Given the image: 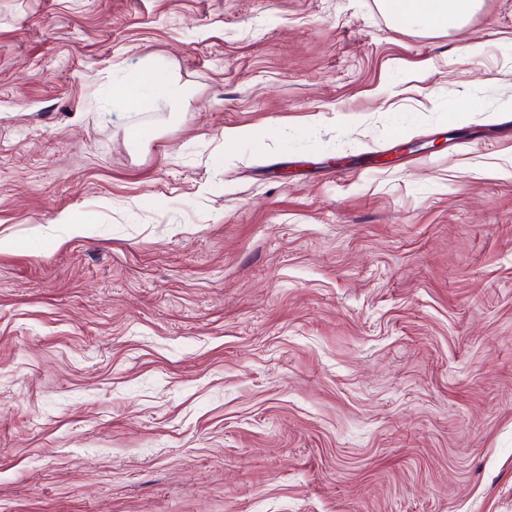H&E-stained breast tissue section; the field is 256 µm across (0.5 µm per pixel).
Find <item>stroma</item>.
<instances>
[{
    "label": "stroma",
    "instance_id": "obj_1",
    "mask_svg": "<svg viewBox=\"0 0 512 512\" xmlns=\"http://www.w3.org/2000/svg\"><path fill=\"white\" fill-rule=\"evenodd\" d=\"M5 236L0 512H512V0H0ZM478 0H382L394 24L414 29L449 31L460 29ZM159 96L165 101L178 105L186 102L192 95L191 90L172 76L171 72L154 62H147L136 72H130L122 80H113L112 99L126 96L130 89Z\"/></svg>",
    "mask_w": 512,
    "mask_h": 512
}]
</instances>
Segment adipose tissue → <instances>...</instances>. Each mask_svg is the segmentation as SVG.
<instances>
[{
    "instance_id": "1",
    "label": "adipose tissue",
    "mask_w": 512,
    "mask_h": 512,
    "mask_svg": "<svg viewBox=\"0 0 512 512\" xmlns=\"http://www.w3.org/2000/svg\"><path fill=\"white\" fill-rule=\"evenodd\" d=\"M477 3L478 0H382V7L396 25L449 31L460 29ZM133 88L174 105L186 102L192 95L191 90L167 68L151 61L114 81L112 96L116 99L124 97Z\"/></svg>"
}]
</instances>
